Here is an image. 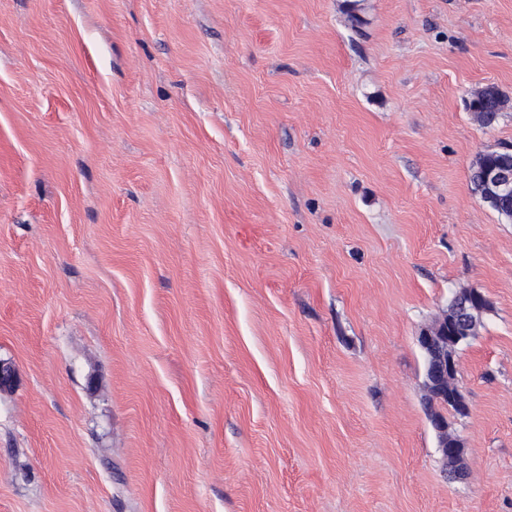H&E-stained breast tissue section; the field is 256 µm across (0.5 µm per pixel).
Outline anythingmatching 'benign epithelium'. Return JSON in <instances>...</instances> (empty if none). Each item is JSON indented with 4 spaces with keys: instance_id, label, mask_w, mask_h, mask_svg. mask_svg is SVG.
Here are the masks:
<instances>
[{
    "instance_id": "1",
    "label": "benign epithelium",
    "mask_w": 512,
    "mask_h": 512,
    "mask_svg": "<svg viewBox=\"0 0 512 512\" xmlns=\"http://www.w3.org/2000/svg\"><path fill=\"white\" fill-rule=\"evenodd\" d=\"M487 191L496 197L512 196V165L501 164L483 174ZM488 300L477 288L460 290L452 310L438 317L417 337L420 348L428 355V370L424 381L425 400L433 406L427 418L435 432L437 447L445 471L461 478L466 469L465 441L451 430L448 418L439 405L450 406L464 416L470 413L466 396L457 385L459 372L458 346L470 337L487 311ZM17 385V373L12 363L0 360V391H10Z\"/></svg>"
}]
</instances>
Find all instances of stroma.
Returning a JSON list of instances; mask_svg holds the SVG:
<instances>
[{"instance_id":"1","label":"stroma","mask_w":512,"mask_h":512,"mask_svg":"<svg viewBox=\"0 0 512 512\" xmlns=\"http://www.w3.org/2000/svg\"><path fill=\"white\" fill-rule=\"evenodd\" d=\"M508 145L512 0H0V512H512ZM492 91L488 97L479 102V120L484 126H492L499 118L502 108L501 100H505L503 95L495 87H491ZM487 191L496 197L508 198L512 195V165L500 164L487 169L483 174ZM488 300L478 288L461 289L455 296L452 312L447 311L417 337L420 348L428 355V370L424 381L425 402L434 407L427 418L435 432L437 447L446 473L460 479L465 474V441L451 430L448 418L437 407H453L457 415L470 413L466 396L457 385L459 372L458 346L476 330L487 311ZM447 408V409H448ZM449 445V447H448ZM448 448L451 452L448 454Z\"/></svg>"}]
</instances>
